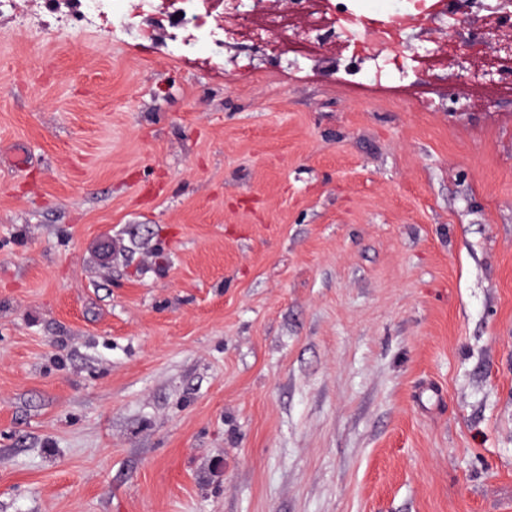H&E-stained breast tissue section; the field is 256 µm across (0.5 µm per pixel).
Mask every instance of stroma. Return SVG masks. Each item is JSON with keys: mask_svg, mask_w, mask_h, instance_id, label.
<instances>
[{"mask_svg": "<svg viewBox=\"0 0 512 512\" xmlns=\"http://www.w3.org/2000/svg\"><path fill=\"white\" fill-rule=\"evenodd\" d=\"M67 13H0V512H512V74Z\"/></svg>", "mask_w": 512, "mask_h": 512, "instance_id": "obj_1", "label": "stroma"}]
</instances>
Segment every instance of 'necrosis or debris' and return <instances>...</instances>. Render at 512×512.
<instances>
[{"mask_svg":"<svg viewBox=\"0 0 512 512\" xmlns=\"http://www.w3.org/2000/svg\"><path fill=\"white\" fill-rule=\"evenodd\" d=\"M456 0H402L386 10L367 14L362 0H290L289 13L256 9L254 0H76L86 24L105 22L113 29L133 31L142 38L151 32L145 19L164 15L167 47L172 56L206 54L209 62L224 60V47L243 35L263 42L270 38L288 42V51L300 65L313 62L317 51L331 39L339 40L350 77L373 82L404 81L418 67L430 64L421 48L395 51L411 20H456Z\"/></svg>","mask_w":512,"mask_h":512,"instance_id":"4bbe7bcc","label":"necrosis or debris"}]
</instances>
